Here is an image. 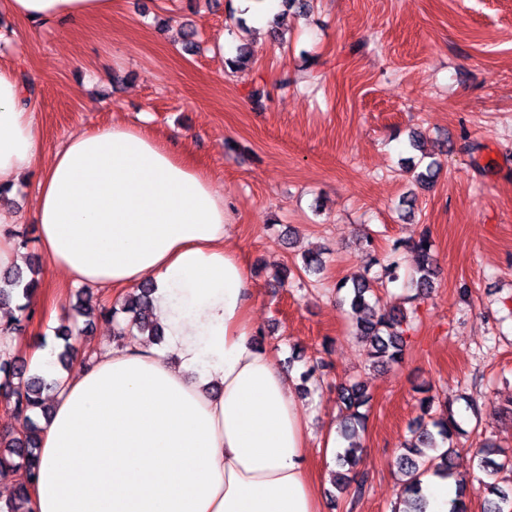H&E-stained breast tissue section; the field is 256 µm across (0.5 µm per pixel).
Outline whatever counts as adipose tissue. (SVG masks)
Instances as JSON below:
<instances>
[{"instance_id":"1","label":"adipose tissue","mask_w":512,"mask_h":512,"mask_svg":"<svg viewBox=\"0 0 512 512\" xmlns=\"http://www.w3.org/2000/svg\"><path fill=\"white\" fill-rule=\"evenodd\" d=\"M112 0H0L80 24ZM0 67V186L37 175L46 267L91 290L153 284L163 346H101L61 379L27 512H321L294 378L254 342L250 277L224 195L186 155L114 122L71 134L45 168L26 89Z\"/></svg>"}]
</instances>
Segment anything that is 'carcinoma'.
Wrapping results in <instances>:
<instances>
[{"instance_id":"1","label":"carcinoma","mask_w":512,"mask_h":512,"mask_svg":"<svg viewBox=\"0 0 512 512\" xmlns=\"http://www.w3.org/2000/svg\"><path fill=\"white\" fill-rule=\"evenodd\" d=\"M439 167L437 160H431L424 170L417 173L416 182L424 188L429 187ZM410 249L415 255L413 286L418 296H428L436 288L438 275L437 259L429 235L425 234L413 242ZM324 266L325 260L320 254L310 253L303 257L302 266L294 270L282 267L277 278L283 284L294 272L318 273ZM29 267L32 273L29 279L19 268L0 270V303L12 301L15 293L27 298L37 291L40 286L38 265L31 262ZM377 291L375 281L363 274H355L340 279V285L336 286V297L338 303L348 306L355 316L354 336L367 345L368 359L376 367H390L402 362L405 334L412 328V320L405 309L390 310L380 305ZM152 293L151 287L143 285L128 293L119 306L108 309L92 303L88 289H80L73 307V322L61 325L56 333V337L63 341V351L59 354L63 365L73 362L72 340L86 333L87 326L94 318L112 320V341L117 345L136 332L153 340L162 336V328L150 317ZM50 389L52 383L44 376L27 374L26 366L15 364L7 356L0 359V393L11 411L23 417L26 424L21 437L0 435V477L12 476L20 470L25 473V479L14 483L13 497L0 504V512H19L18 504L30 496L38 471L37 449L42 432L35 417L46 413L48 396L45 392ZM424 392L426 396L420 400L423 418L396 457V464L404 471L407 480L401 499L404 508L394 512H425L421 487V476L425 473L432 471L450 478L456 476L454 458L457 446L453 437L464 434L465 430L454 419L450 407L436 417L430 415L434 397L428 395L430 389L426 388ZM337 399L344 413L340 435L348 444L336 455L345 471L336 474L335 485L341 494L353 485L354 493L360 495L364 491V482L356 480L351 472L361 459L363 445L356 437L359 431L365 429L373 395L368 381L360 378L351 384L339 385ZM440 440L448 443V447L440 448ZM475 457L479 470L486 478L483 485L491 495L487 512H512V487L505 489L496 482V476L502 469L512 467V456L503 454L498 446L487 443L476 449Z\"/></svg>"}]
</instances>
